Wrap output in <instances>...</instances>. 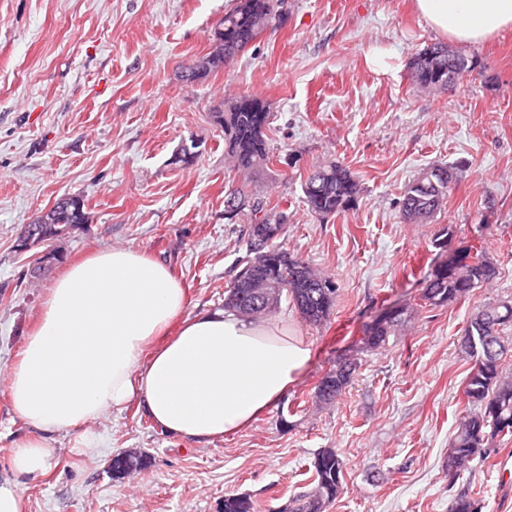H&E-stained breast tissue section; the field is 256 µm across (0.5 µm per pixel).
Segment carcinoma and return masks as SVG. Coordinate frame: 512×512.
Returning <instances> with one entry per match:
<instances>
[{"mask_svg":"<svg viewBox=\"0 0 512 512\" xmlns=\"http://www.w3.org/2000/svg\"><path fill=\"white\" fill-rule=\"evenodd\" d=\"M284 0H237L236 6L224 14L220 26L224 29V55L214 61L218 67L234 59L248 44L282 16ZM467 59L458 56V64L448 68V46L434 44L422 50L414 59L412 80L422 88L447 90L457 86L469 72ZM270 104L256 95H239L224 100L217 108L216 121L224 132V154L233 167L244 173L250 181L267 175L271 163V149L267 137L270 125ZM459 170L455 163L432 164L422 168L403 188L400 212L409 223L423 222V212L441 210L448 193L457 179L449 171ZM243 184L224 195V219L236 224L241 216L249 224H277L285 229L284 212L269 208ZM360 191L359 182L346 167L336 162L320 165L311 171L302 183L303 202L309 213L325 218L350 209ZM56 223L45 225L50 236L72 233L79 220L62 200L55 202ZM247 256L240 263L230 288L224 295V307L242 312L253 302L255 280H266L281 285L280 291L271 292L270 300L279 304L282 297L293 302L300 314L310 323L327 320L335 305L336 286L327 279L312 282V269L293 257L283 246L271 241L258 248L253 239L247 240ZM460 259L470 258L457 276L440 267L429 281L423 300L434 307L445 306L476 288L490 283L494 267L479 254L470 250L458 251ZM483 311L492 315L486 323L469 322L463 340L469 342L466 357L472 362L465 394L476 411L462 417L457 431L449 443L448 452L457 458V470L470 462L473 449L483 448L490 439L499 435H512V378L503 372L505 346L500 332L512 326V299L490 303ZM408 317V309L397 308L392 315H384L370 329L366 344L379 348L389 336L396 333ZM356 363L345 361L328 372L318 386L330 388L324 402L331 404L349 386ZM343 462L331 448L317 453L313 462L314 487L296 499L297 506L290 512H325L327 506L342 490ZM469 490H461L451 501L450 512H474ZM224 512H255V503L247 496L231 495L224 498Z\"/></svg>","mask_w":512,"mask_h":512,"instance_id":"obj_1","label":"carcinoma"}]
</instances>
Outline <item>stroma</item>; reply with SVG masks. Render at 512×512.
<instances>
[{
	"label": "stroma",
	"instance_id": "obj_1",
	"mask_svg": "<svg viewBox=\"0 0 512 512\" xmlns=\"http://www.w3.org/2000/svg\"><path fill=\"white\" fill-rule=\"evenodd\" d=\"M236 0H0V369L12 364L47 288L66 263L102 246L135 247L169 264L190 311L218 308L246 254V224L224 220V195L243 184L224 157L213 111L256 94L271 107L275 156L252 191L286 215L289 253L335 284L328 320L312 324L292 303L272 313L314 343L298 382L244 430L197 444L161 431L137 405L91 424L83 455L73 435H52L50 468L21 480L24 512H221L244 494L256 512H282L308 491L316 454L335 449L343 488L326 512H448L469 489L476 512H512L499 436L468 470L448 473V444L468 410L471 367L460 343L486 304L512 298V29L462 48L472 70L457 88L413 84L411 63L438 36L410 0H285L266 28L224 68L187 85L183 63L211 50ZM195 143L190 164L173 163ZM335 161L358 179L354 206L318 219L301 184ZM462 165V179L431 223L399 211L404 186L427 165ZM66 194L89 220L59 242L62 262L39 280L24 225ZM451 230L449 247L433 241ZM467 247L496 268L490 287L443 307L420 297L437 266ZM410 322L378 349L365 344L386 311ZM356 372L334 404L315 398L340 363ZM28 428L0 387V474ZM150 458L135 476L112 474L115 455Z\"/></svg>",
	"mask_w": 512,
	"mask_h": 512
}]
</instances>
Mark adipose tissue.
I'll list each match as a JSON object with an SVG mask.
<instances>
[{"mask_svg":"<svg viewBox=\"0 0 512 512\" xmlns=\"http://www.w3.org/2000/svg\"><path fill=\"white\" fill-rule=\"evenodd\" d=\"M442 39L483 43L512 28V0H412ZM314 344L293 326L235 312L188 310L171 267L144 251L104 246L48 288L37 323L7 369L14 411L29 428L16 441L13 478L0 481V512H23L17 479L47 472L55 433L77 434L137 403L156 426L207 443L249 426L299 379Z\"/></svg>","mask_w":512,"mask_h":512,"instance_id":"adipose-tissue-1","label":"adipose tissue"}]
</instances>
